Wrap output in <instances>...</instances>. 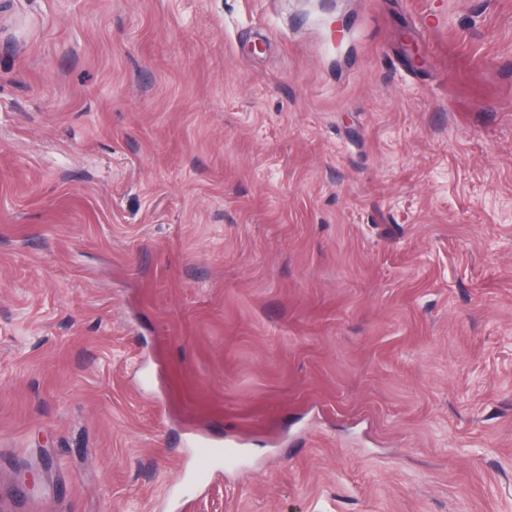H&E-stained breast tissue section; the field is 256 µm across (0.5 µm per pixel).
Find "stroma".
I'll return each mask as SVG.
<instances>
[{
	"label": "stroma",
	"instance_id": "35a3bbf8",
	"mask_svg": "<svg viewBox=\"0 0 512 512\" xmlns=\"http://www.w3.org/2000/svg\"><path fill=\"white\" fill-rule=\"evenodd\" d=\"M180 494L512 512V0H0V512ZM188 446L194 448L193 476L197 483L206 482L213 470L223 465L226 468H233L238 463L237 452L229 443L227 448L219 449L204 439H192Z\"/></svg>",
	"mask_w": 512,
	"mask_h": 512
}]
</instances>
